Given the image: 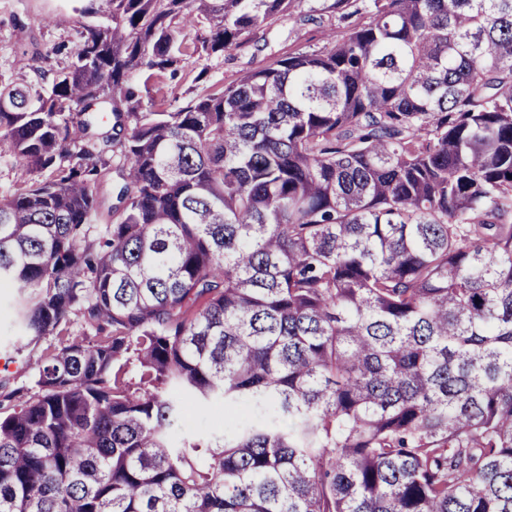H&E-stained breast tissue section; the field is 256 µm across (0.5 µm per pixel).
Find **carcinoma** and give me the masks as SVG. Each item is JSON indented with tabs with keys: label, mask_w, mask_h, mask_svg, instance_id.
Here are the masks:
<instances>
[{
	"label": "carcinoma",
	"mask_w": 512,
	"mask_h": 512,
	"mask_svg": "<svg viewBox=\"0 0 512 512\" xmlns=\"http://www.w3.org/2000/svg\"><path fill=\"white\" fill-rule=\"evenodd\" d=\"M306 5L344 31L149 105ZM79 12L49 82L0 88L33 175L0 288L58 338L0 415V512H512V0ZM187 400L246 416L178 440Z\"/></svg>",
	"instance_id": "cac0c4a2"
}]
</instances>
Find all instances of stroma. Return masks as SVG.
Wrapping results in <instances>:
<instances>
[{
  "instance_id": "1",
  "label": "stroma",
  "mask_w": 512,
  "mask_h": 512,
  "mask_svg": "<svg viewBox=\"0 0 512 512\" xmlns=\"http://www.w3.org/2000/svg\"><path fill=\"white\" fill-rule=\"evenodd\" d=\"M79 0H0V85L26 80L38 81L62 67L80 40ZM331 15L319 11L304 17H286L277 25L256 31L241 47L212 58L185 57L174 80L168 83L169 97H181L189 87L198 92L217 89L235 81L244 71L265 66L273 55L288 50L323 48L326 35L336 29ZM209 68L208 84L194 85L201 68ZM57 341L46 338L25 345L19 337L7 306H0V403L15 389L30 387L32 374Z\"/></svg>"
}]
</instances>
